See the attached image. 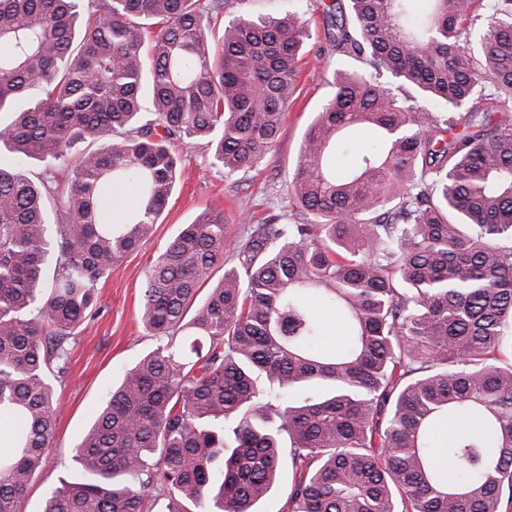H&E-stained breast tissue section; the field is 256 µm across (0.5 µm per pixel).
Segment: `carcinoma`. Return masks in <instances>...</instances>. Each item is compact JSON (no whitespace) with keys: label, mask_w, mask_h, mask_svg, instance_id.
<instances>
[{"label":"carcinoma","mask_w":512,"mask_h":512,"mask_svg":"<svg viewBox=\"0 0 512 512\" xmlns=\"http://www.w3.org/2000/svg\"><path fill=\"white\" fill-rule=\"evenodd\" d=\"M290 2L217 37L228 0H0V413L17 423L0 512L52 447L75 330L153 235L175 148L201 142L226 177L273 150L308 25ZM349 2L341 21L324 8L332 49L374 73L335 74L303 137L291 192L314 223L232 248L221 210L181 225L141 292L166 342L112 384L75 447L88 479L42 512H255L286 456L288 512H512V118L487 107L512 103V0L476 46L479 0ZM360 130L375 143L340 175L331 155ZM128 183L138 205L109 224ZM307 294L345 331L332 352ZM311 382L329 395L290 399ZM132 189L125 185H117L112 188V207L107 211V216L112 218L113 224H121L124 220L126 208L133 202Z\"/></svg>","instance_id":"carcinoma-1"}]
</instances>
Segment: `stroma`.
I'll use <instances>...</instances> for the list:
<instances>
[{
    "mask_svg": "<svg viewBox=\"0 0 512 512\" xmlns=\"http://www.w3.org/2000/svg\"><path fill=\"white\" fill-rule=\"evenodd\" d=\"M322 0H308L309 37L305 41L295 99L290 103L280 137L255 169L232 178L208 165L200 145L178 146L181 177L156 226L154 235L113 267L97 286V306L81 326L72 346L68 371L57 384L60 398L55 438L22 503V512H41L47 494L61 482L83 479L73 460L98 405L120 372L151 351L157 339L141 326L138 307L150 264L180 225L206 208L224 212L229 241L243 242L257 225L271 217L295 223L307 216L289 198V186L308 126L331 99L339 70L361 69V62L336 54L323 25Z\"/></svg>",
    "mask_w": 512,
    "mask_h": 512,
    "instance_id": "1",
    "label": "stroma"
}]
</instances>
